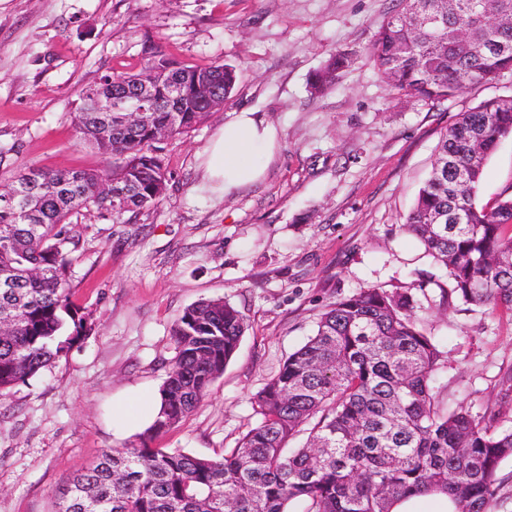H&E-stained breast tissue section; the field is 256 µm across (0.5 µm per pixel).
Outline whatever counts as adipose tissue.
<instances>
[{"label": "adipose tissue", "mask_w": 512, "mask_h": 512, "mask_svg": "<svg viewBox=\"0 0 512 512\" xmlns=\"http://www.w3.org/2000/svg\"><path fill=\"white\" fill-rule=\"evenodd\" d=\"M277 149L275 127L252 113L239 112L219 129L204 160L207 189L224 195L258 180Z\"/></svg>", "instance_id": "1"}]
</instances>
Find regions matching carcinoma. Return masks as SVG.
Wrapping results in <instances>:
<instances>
[{
    "label": "carcinoma",
    "mask_w": 512,
    "mask_h": 512,
    "mask_svg": "<svg viewBox=\"0 0 512 512\" xmlns=\"http://www.w3.org/2000/svg\"><path fill=\"white\" fill-rule=\"evenodd\" d=\"M367 47L378 73L398 97L440 103L512 74V0H397ZM439 16L414 27L417 14ZM338 51L313 73L316 93L332 89L353 65ZM231 65L183 64L151 39L134 72H114L87 87L75 115L80 140L112 164L96 170L31 168L33 201L23 221L0 205V313L14 326L0 338V391L24 383L62 358L92 330L71 302V270L79 236L69 218L92 207L127 223V214L157 206L167 191L158 135L184 134L211 113L210 95L229 99ZM182 87L181 97L170 86ZM155 102L150 121L128 125L83 111L93 98ZM512 135V97L491 98L458 114L442 137L431 174L405 228L448 271L463 303L512 311V197L476 203L488 156ZM462 223L453 222L456 214ZM409 296L369 287L340 298L320 316L313 335L288 355L252 401L256 425L222 457L148 442L191 414L238 348L245 315L228 301L186 308L172 335L177 354L160 390V408L138 443L104 451L69 481L58 512H391L401 499L448 497L452 512H486L512 457V428L459 406L442 408L433 381L442 352L420 332ZM304 435L299 448L288 442Z\"/></svg>",
    "instance_id": "carcinoma-1"
}]
</instances>
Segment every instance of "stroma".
Segmentation results:
<instances>
[{"label": "stroma", "mask_w": 512, "mask_h": 512, "mask_svg": "<svg viewBox=\"0 0 512 512\" xmlns=\"http://www.w3.org/2000/svg\"><path fill=\"white\" fill-rule=\"evenodd\" d=\"M395 0H0V180L31 167L95 169L74 117L87 86L132 72L152 38L187 65L228 63L223 110L164 142L162 203L127 223L73 215L79 248L72 302L92 330L66 358L0 392V512H55L70 474L134 441L123 408L156 402L176 349L171 329L202 299L245 315L239 346L187 418L155 448L224 455L256 423L252 398L337 299L408 287L417 327L443 361L435 393L448 408L495 411L512 427V312L443 298L445 268L402 226L438 143L458 113L512 96V76L442 103L393 97L364 52ZM353 70L313 93L332 53ZM272 122L280 147L263 178L212 197L203 153L234 112ZM512 195V136L489 155L477 202Z\"/></svg>", "instance_id": "stroma-1"}]
</instances>
